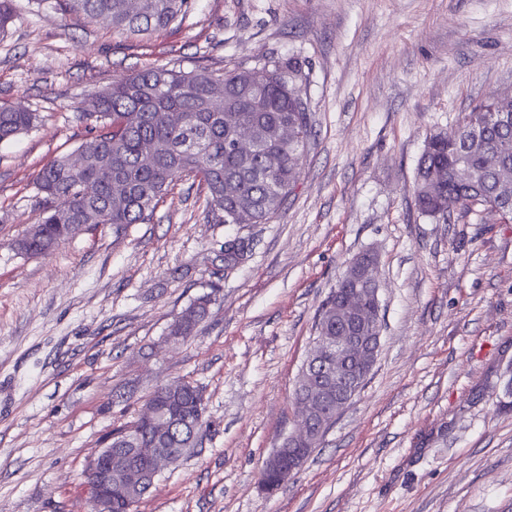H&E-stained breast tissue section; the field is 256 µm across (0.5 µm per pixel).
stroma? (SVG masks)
Returning <instances> with one entry per match:
<instances>
[{"instance_id": "stroma-1", "label": "stroma", "mask_w": 512, "mask_h": 512, "mask_svg": "<svg viewBox=\"0 0 512 512\" xmlns=\"http://www.w3.org/2000/svg\"><path fill=\"white\" fill-rule=\"evenodd\" d=\"M0 105L38 113L0 143V512H90L88 458L158 387L207 402L201 447L136 512H512V223L421 215L430 133L512 89V0H193L145 39L13 0ZM306 61L313 129L282 212L217 224L196 178L152 219L81 232L51 255L13 243L38 216L36 177L91 136L82 114L156 65L214 74L269 54ZM245 260L223 270L226 240ZM365 250L382 339L364 388L272 495L258 477L295 428L316 315ZM220 288L194 336L168 327Z\"/></svg>"}]
</instances>
